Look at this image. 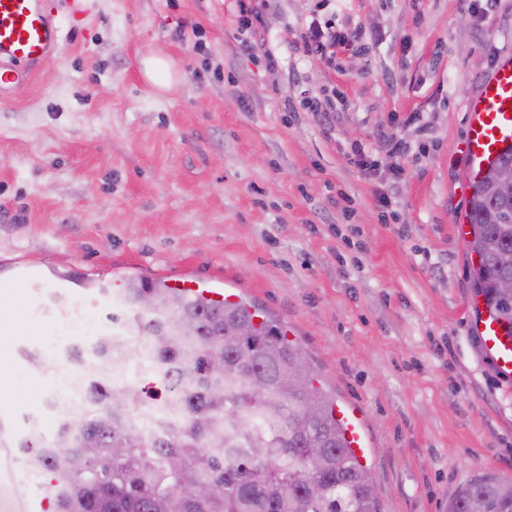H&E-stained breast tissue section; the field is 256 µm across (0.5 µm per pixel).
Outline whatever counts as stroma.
Masks as SVG:
<instances>
[{"label":"stroma","instance_id":"obj_1","mask_svg":"<svg viewBox=\"0 0 512 512\" xmlns=\"http://www.w3.org/2000/svg\"><path fill=\"white\" fill-rule=\"evenodd\" d=\"M54 4L57 57L0 93V310L26 295L22 326L0 330V426L36 420L52 440L67 350L128 333L129 278L185 275L271 314L329 396L361 407L379 512H448L474 474L512 479V380L473 329L476 257L455 224L466 104L512 56V0H273L250 33L238 0H87L77 18ZM315 15L379 39L306 61ZM150 55L172 63L171 91L144 77ZM333 87L347 105L327 123L303 102ZM358 142L374 174L351 163ZM57 295L89 318H43ZM20 454L0 459V512H20L18 483L40 493Z\"/></svg>","mask_w":512,"mask_h":512}]
</instances>
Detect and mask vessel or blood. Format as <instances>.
Here are the masks:
<instances>
[{"label":"vessel or blood","instance_id":"obj_1","mask_svg":"<svg viewBox=\"0 0 512 512\" xmlns=\"http://www.w3.org/2000/svg\"><path fill=\"white\" fill-rule=\"evenodd\" d=\"M61 28L52 0H0V87L18 83L22 67L53 61L59 51ZM468 124L462 150L468 158L464 186H472L487 166L512 150V57L496 62L482 78L467 105ZM474 330L483 352L500 376L512 378V329H507L486 307L482 296H472ZM345 441L357 457H364L367 436L359 409H336Z\"/></svg>","mask_w":512,"mask_h":512}]
</instances>
